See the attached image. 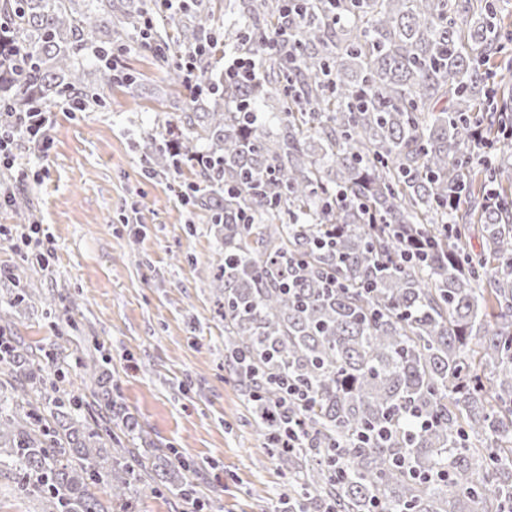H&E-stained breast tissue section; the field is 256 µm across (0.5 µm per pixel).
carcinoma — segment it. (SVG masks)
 I'll return each instance as SVG.
<instances>
[{"instance_id": "cac0c4a2", "label": "carcinoma", "mask_w": 512, "mask_h": 512, "mask_svg": "<svg viewBox=\"0 0 512 512\" xmlns=\"http://www.w3.org/2000/svg\"><path fill=\"white\" fill-rule=\"evenodd\" d=\"M219 26L192 0L181 41L211 38L259 70L224 79L197 60L179 125L145 157L192 163L190 202L224 230L211 286L230 378L253 407L267 455L293 475L302 512H504L512 504V142L499 138L512 86L490 61L508 53L499 0H236ZM150 0H0V128L69 96L138 87L112 54L138 37ZM156 59L184 86L181 65ZM279 112L259 115L264 102ZM399 230L428 257L399 260ZM479 232L477 252L466 242ZM54 404L31 406L26 367ZM287 376L308 389L303 437L283 445ZM0 455L37 512H128L162 481L127 448L99 461L62 425L65 395L33 348L0 357Z\"/></svg>"}]
</instances>
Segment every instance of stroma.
I'll use <instances>...</instances> for the list:
<instances>
[{
	"mask_svg": "<svg viewBox=\"0 0 512 512\" xmlns=\"http://www.w3.org/2000/svg\"><path fill=\"white\" fill-rule=\"evenodd\" d=\"M139 78L112 87L104 106L56 109L38 142L18 140L0 189L28 197L38 232L21 235L13 205L0 206V313L10 333L60 371L81 421L95 414L81 382L93 357L116 408L133 422L125 447L171 461L174 482L195 497L148 495L136 512H282L287 470L246 421L252 406L224 366V321L209 286L222 246L208 211L185 204L194 169L149 171L144 138L173 124L167 72L150 51L124 54ZM25 269L40 299L18 300L11 275Z\"/></svg>",
	"mask_w": 512,
	"mask_h": 512,
	"instance_id": "stroma-1",
	"label": "stroma"
}]
</instances>
